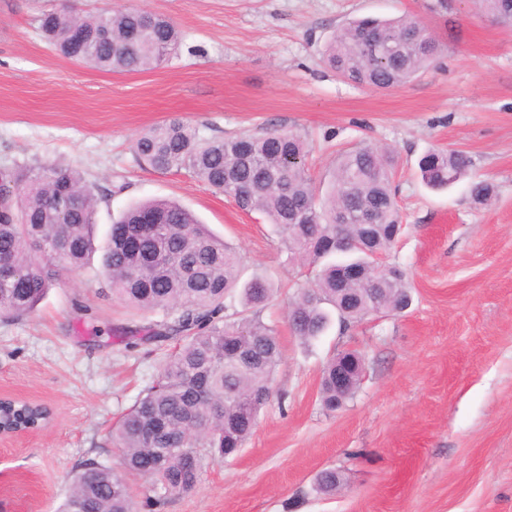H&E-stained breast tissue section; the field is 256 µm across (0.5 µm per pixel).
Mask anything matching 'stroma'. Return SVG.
Segmentation results:
<instances>
[{"label":"stroma","instance_id":"1","mask_svg":"<svg viewBox=\"0 0 512 512\" xmlns=\"http://www.w3.org/2000/svg\"><path fill=\"white\" fill-rule=\"evenodd\" d=\"M47 0H0V170L51 162L81 171L99 191L106 236L129 205L171 198L234 244L242 279L265 277L260 312L282 362L273 393L237 456L204 465L189 493L141 512H512V27L473 0H75L81 12L136 8L170 18L176 55L146 72L99 71L43 40ZM409 15L440 41L436 66L389 91L325 70L320 57L346 21ZM201 133L268 128L309 142V174L324 190L337 155L362 144L393 151L403 224L385 261L406 269L411 303L305 343L288 325L295 262L274 226L240 210L188 170L161 173L132 145L156 123ZM441 148L472 159L467 179L435 192L419 161ZM493 185L476 202L471 181ZM150 314L113 299L96 268L64 273L31 314L0 319V394L48 405V424L0 443L9 497L57 512L84 460L114 465L108 431L158 374L154 346L125 348L113 328ZM365 357L355 396L330 412L322 369L338 350ZM325 468L347 483L316 493Z\"/></svg>","mask_w":512,"mask_h":512}]
</instances>
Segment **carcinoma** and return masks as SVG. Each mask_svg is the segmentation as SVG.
I'll list each match as a JSON object with an SVG mask.
<instances>
[{
    "mask_svg": "<svg viewBox=\"0 0 512 512\" xmlns=\"http://www.w3.org/2000/svg\"><path fill=\"white\" fill-rule=\"evenodd\" d=\"M487 13L512 24V0H476ZM144 23L134 9H105L92 15L53 4L38 17L45 40L63 57L104 71H147L178 49L180 34L170 20L151 16L135 43L128 31ZM434 35L409 16L353 19L334 32L323 63L347 81L387 91L409 81L439 55ZM136 157L159 172L187 169L244 211L272 224L288 251L321 264L314 280L297 289L289 320L296 336L310 341L333 321L347 329L368 316L370 297L387 314L408 300L405 270L391 267L366 281L344 282L336 262V238L348 243L344 259L371 263L358 248L364 218L386 228L400 223L392 187L393 158L362 145L336 160L325 198L307 174L308 143L292 131L208 137L174 119L154 125L135 140ZM470 156L436 149L419 162L421 178L443 190L469 175ZM245 186V196L237 188ZM98 188L72 167L43 163L0 174V261L27 286L0 276V318H20L37 306L61 274L81 270L96 251L112 297L158 318L130 331L132 338L165 345L159 374L110 431L122 466L93 459L75 475L60 512H136L129 479L148 481L149 502L163 504L199 480L202 462L222 461L251 435L258 410L272 396L271 381L282 353L275 331L256 308L271 296L262 276L240 282L239 252L211 233L179 203L139 202L111 224L96 245ZM152 215L157 227L141 224ZM240 289V316L226 314L224 297ZM327 363L320 383L322 406H339ZM48 417L37 405L6 408L11 429H38ZM192 455L197 467L186 470ZM344 483L336 470L321 471L316 489L333 494Z\"/></svg>",
    "mask_w": 512,
    "mask_h": 512,
    "instance_id": "obj_1",
    "label": "carcinoma"
}]
</instances>
